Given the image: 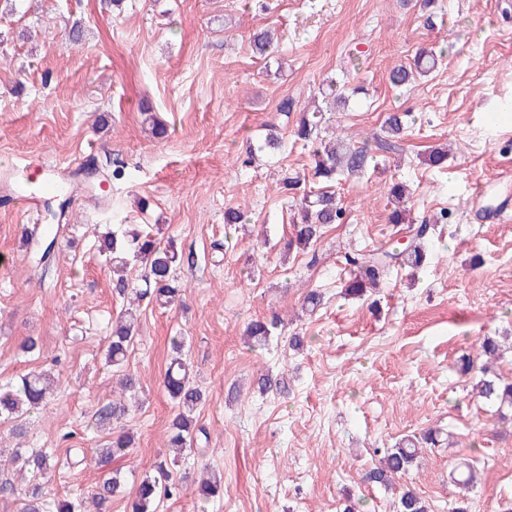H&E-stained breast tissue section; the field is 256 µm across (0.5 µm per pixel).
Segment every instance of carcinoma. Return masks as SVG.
Listing matches in <instances>:
<instances>
[{
  "mask_svg": "<svg viewBox=\"0 0 512 512\" xmlns=\"http://www.w3.org/2000/svg\"><path fill=\"white\" fill-rule=\"evenodd\" d=\"M273 36L268 32L253 35L252 50L255 54L267 57L273 53ZM439 64L436 51L424 50L414 59L410 66L397 65L389 75V81L395 87L409 84L414 73H430ZM322 104L311 111L303 112L294 136L313 147L314 177L321 181V188L311 190L302 196L297 213L292 218L294 239L287 247H307L317 241L321 230L326 224H336L343 219V210L336 204V198L326 190L328 184L336 179V173H349L361 170L368 160L367 150L358 147L350 148L341 139L325 142L319 139V131L327 123L325 114L332 112L335 106L346 104L347 97L337 89L336 79L325 80V89L321 92ZM407 124V115L394 113L386 119V133L392 137L400 135ZM430 226L421 224L413 229L409 244L398 250L395 243L386 244L370 254H359L350 259L359 268V273L346 288V292L354 296H363L369 288L378 286L383 275L392 263L398 262L408 267H418L424 260L423 244L429 233ZM98 248L112 272V287L131 300L140 303L147 299L161 307H167L181 298L184 289L175 276L178 266L183 264V253L175 248L173 242L161 245L153 234V230L130 224L121 235L109 229L98 238ZM133 262L145 266L146 275L143 284L136 285L125 276L126 269ZM280 320L272 317L269 320H255L248 326L247 335L256 344H264L278 328ZM137 316L133 311L112 325V336L107 360L112 367L119 369L125 360L128 348L135 338ZM172 357L163 376V387L178 407L169 424L166 435V447L172 449L171 464L181 459L184 449L193 442V431L207 435L204 428H194L193 412L204 401V393L191 382L190 367L185 354V340L174 336L170 341ZM481 376L475 384L478 396L486 403L497 407V412L512 409V382L490 372L485 366L480 368ZM57 387L55 377L44 370L31 371L17 380L0 381V418L7 420H24L45 406L47 397ZM136 389L133 379L126 375L120 383L119 398L112 401L106 411L100 415L103 421L115 422L123 419L127 404L125 397ZM134 439L128 431H115L105 444L98 449L97 459L102 465L109 464L116 457L128 455L133 447ZM438 443L437 434L429 431L417 438L400 440L392 448L375 450L379 455L369 470V481L386 486L396 475L406 473L414 464L425 446ZM11 463L19 464V469L29 474V480L21 489L12 485H0V491L19 493L25 501V512H82L84 503L58 502L48 497L47 484L55 472L58 461L52 452L35 450L26 452L16 449L10 458ZM175 484L160 486L156 477H145L138 484L131 498V512H156L161 496L171 497L178 492ZM123 492V485L117 474L105 479L91 497L94 512H108V503L112 496ZM223 492L217 480L200 479L196 484L198 499L208 502ZM395 512H430L429 503L411 488L404 489L396 503Z\"/></svg>",
  "mask_w": 512,
  "mask_h": 512,
  "instance_id": "1",
  "label": "carcinoma"
}]
</instances>
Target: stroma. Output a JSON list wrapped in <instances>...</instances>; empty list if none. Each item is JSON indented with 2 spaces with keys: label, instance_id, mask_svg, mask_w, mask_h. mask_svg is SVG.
Returning <instances> with one entry per match:
<instances>
[{
  "label": "stroma",
  "instance_id": "stroma-1",
  "mask_svg": "<svg viewBox=\"0 0 512 512\" xmlns=\"http://www.w3.org/2000/svg\"><path fill=\"white\" fill-rule=\"evenodd\" d=\"M80 25L83 38L68 33ZM275 32L273 56L251 38ZM445 57L428 77L393 87V66L423 49ZM335 76L351 93L328 129L367 146V166L338 177L345 219L307 249L284 251L293 226L284 176L317 189L309 147L277 108L298 110ZM411 113L401 138L381 126ZM169 128L151 136L146 115ZM282 147L258 153L268 132ZM437 147L446 166L432 165ZM124 165L112 177V162ZM45 161L72 182L64 217L40 224L57 235L53 262L39 265V239L23 208L0 207V379L32 370L59 386L24 436L0 421V459L16 444L50 448L59 466L47 485L84 499L109 474L124 491L110 512H127L141 478L168 460L176 408L162 387L171 337L186 340L192 380L206 395L196 411L206 437L186 451L171 480L180 493L157 512H394L399 488H414L432 512L465 499L469 512H512V418L472 393L461 358H478L486 336L512 337V221L486 223L494 191L478 183L512 176V0H15L0 4V198L13 197L9 167ZM406 184L408 221L394 224L387 193ZM246 221L225 226L224 211ZM435 219L422 268L394 267L378 288L348 297L349 253H367ZM101 224H158L161 241L195 255L178 268L186 293L161 309L139 308L124 372L139 401L121 424L134 436L123 459L101 467L98 422L116 390L104 363L111 324L127 306L97 250ZM323 301L302 312L307 293ZM280 316L267 345L245 329ZM304 347L295 351L292 336ZM27 336L41 352L22 353ZM283 380L260 392L258 379ZM439 433L388 489L368 482L378 448ZM473 466L460 491L452 473ZM224 495L200 505L202 469Z\"/></svg>",
  "mask_w": 512,
  "mask_h": 512
}]
</instances>
